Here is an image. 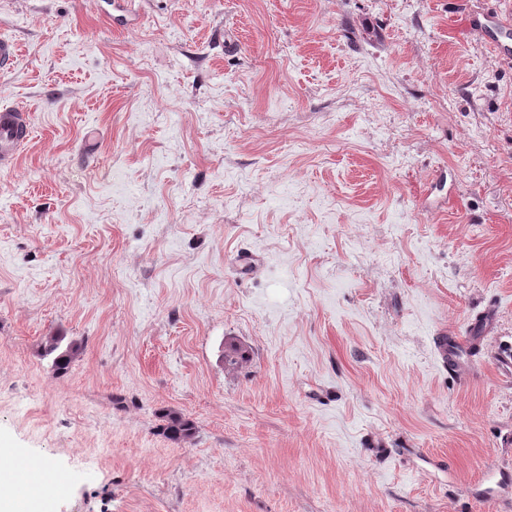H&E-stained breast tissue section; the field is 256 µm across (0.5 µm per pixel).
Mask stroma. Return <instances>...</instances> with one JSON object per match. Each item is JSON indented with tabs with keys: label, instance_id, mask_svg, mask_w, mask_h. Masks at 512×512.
Here are the masks:
<instances>
[{
	"label": "stroma",
	"instance_id": "stroma-1",
	"mask_svg": "<svg viewBox=\"0 0 512 512\" xmlns=\"http://www.w3.org/2000/svg\"><path fill=\"white\" fill-rule=\"evenodd\" d=\"M116 2L0 0L33 123L0 473L63 474L47 512H512V63L467 26L512 0ZM465 333L463 382L434 342ZM65 340L66 336L52 334L46 336L39 347L40 357L50 359L52 367L58 372H66L84 349L82 341L70 339L65 342ZM222 359L224 365L229 370H238L247 366L251 360V354L249 349L234 339H230L224 345V351L222 353ZM163 434L175 443H188L195 436L194 424L180 412L168 410L163 414ZM34 474H39L51 482L54 490L60 492L66 487L67 481L63 475H56L52 469L38 460H30L17 465L9 472L8 477L18 481L21 487H25Z\"/></svg>",
	"mask_w": 512,
	"mask_h": 512
}]
</instances>
